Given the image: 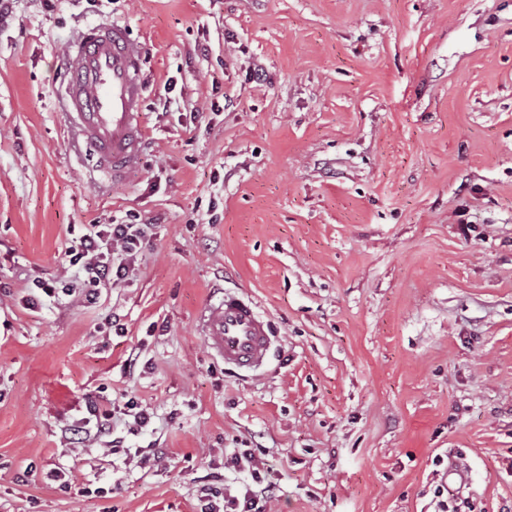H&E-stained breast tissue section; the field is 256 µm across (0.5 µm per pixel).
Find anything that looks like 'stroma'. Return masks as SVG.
<instances>
[{
	"mask_svg": "<svg viewBox=\"0 0 512 512\" xmlns=\"http://www.w3.org/2000/svg\"><path fill=\"white\" fill-rule=\"evenodd\" d=\"M107 20L147 76L119 184L59 104L69 43ZM132 216L128 281L93 305L43 293L85 225ZM223 290L269 320L263 370L210 355ZM130 399L152 414L135 433ZM91 400L108 438L71 442ZM244 448L266 451L269 512H512V0H15L0 512H197L250 482Z\"/></svg>",
	"mask_w": 512,
	"mask_h": 512,
	"instance_id": "35a3bbf8",
	"label": "stroma"
}]
</instances>
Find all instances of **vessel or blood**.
Instances as JSON below:
<instances>
[{"label": "vessel or blood", "instance_id": "vessel-or-blood-1", "mask_svg": "<svg viewBox=\"0 0 512 512\" xmlns=\"http://www.w3.org/2000/svg\"><path fill=\"white\" fill-rule=\"evenodd\" d=\"M146 76L124 26L108 22L82 31L67 49L62 98L70 128L96 158V167L119 183L141 165V121ZM206 347L224 365L246 371L269 360V322L245 294L225 292L200 317Z\"/></svg>", "mask_w": 512, "mask_h": 512}]
</instances>
